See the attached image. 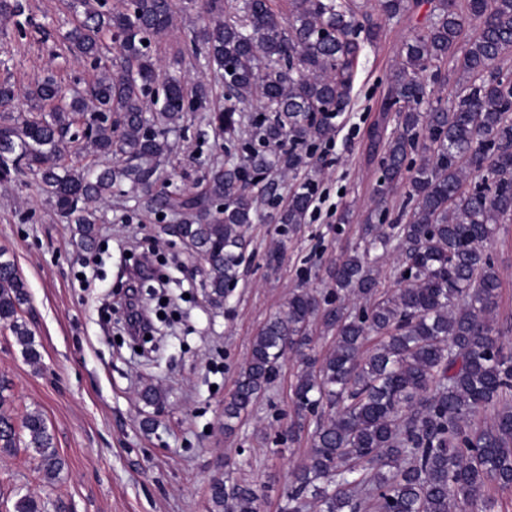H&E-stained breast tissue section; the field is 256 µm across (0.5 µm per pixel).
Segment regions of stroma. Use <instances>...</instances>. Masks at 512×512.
Listing matches in <instances>:
<instances>
[{"label":"stroma","mask_w":512,"mask_h":512,"mask_svg":"<svg viewBox=\"0 0 512 512\" xmlns=\"http://www.w3.org/2000/svg\"><path fill=\"white\" fill-rule=\"evenodd\" d=\"M176 2L172 29L152 44L164 67L184 33L198 24L197 8L189 0ZM432 8L431 0H419L398 20L372 15L380 37L362 51L350 104L335 119L334 135L311 155L319 185L305 224L288 231L272 221L274 204L260 202L263 219L247 230L241 277L223 308L209 305L201 284L180 282L182 270L199 259L160 233L157 214L131 201L101 204L97 240L82 248L33 181H0V248L27 283L24 318L41 353L39 365H30L0 326V378L10 383L13 415L42 412L67 463L50 483L25 448L0 457V512H14L21 488L62 503L67 512H207L212 479L228 474L254 484L261 512H280L291 468L310 447L308 433L286 432L295 356H286L273 386L230 434L224 402L258 329L284 307L292 289L323 290L327 265L358 243L379 178L368 131L404 43ZM61 49L55 36L45 42L33 31L23 38L0 31V83L27 87L51 64L69 81L71 67L57 56ZM239 147L199 135L193 126L175 139L166 168L174 185L189 187L201 163ZM345 212L346 223L340 220ZM273 253L279 261L272 265ZM491 254L501 281L500 313L512 316V223L500 225ZM147 259L174 277L170 289L180 297L177 312L188 329L151 359L127 333L125 298L118 293L127 281L124 267ZM147 384L165 390L163 407L141 400Z\"/></svg>","instance_id":"obj_1"}]
</instances>
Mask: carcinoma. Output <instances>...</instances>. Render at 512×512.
<instances>
[{"mask_svg":"<svg viewBox=\"0 0 512 512\" xmlns=\"http://www.w3.org/2000/svg\"><path fill=\"white\" fill-rule=\"evenodd\" d=\"M79 3L63 46L93 74L65 84L48 71L26 89L25 112L15 87L0 83V180L31 176L83 247L98 232L100 202L173 216L221 308L273 176L304 171L270 219L292 232L305 223L317 185L302 149L328 139L349 105L359 33L379 36L365 25L368 9L398 19L412 0H288L286 12L276 0H237L232 11L200 0L203 24L172 64L187 52L203 61L224 88L218 112L209 82L170 75L155 87L149 42L172 26L173 0ZM11 18L26 36L23 0H0V21ZM467 21L478 28L459 54ZM511 53L512 0H437L405 43L372 129L380 176L360 242L329 267L327 294L293 289L253 337L224 429L235 430L295 354L288 434L311 429L310 448L292 468L283 512H491L486 485H512V349L502 340L512 320L497 317L501 282L488 250L498 225L512 222V69L503 64ZM447 78L452 99L429 100L430 84ZM253 104L260 113L247 112ZM190 118L217 136L246 123L251 140L214 159L193 189H172L160 167L169 135ZM395 189L404 199L393 212L386 200ZM394 253L396 286L387 288L381 263ZM27 301L25 280L0 250V324L37 364ZM316 334L331 339L320 355ZM7 390L0 380V454L22 446L47 480L60 478L67 464L43 414L27 413L16 431ZM488 410L490 422H471ZM260 509L250 483H211L208 512ZM14 512L46 505L19 489Z\"/></svg>","mask_w":512,"mask_h":512,"instance_id":"cac0c4a2","label":"carcinoma"}]
</instances>
